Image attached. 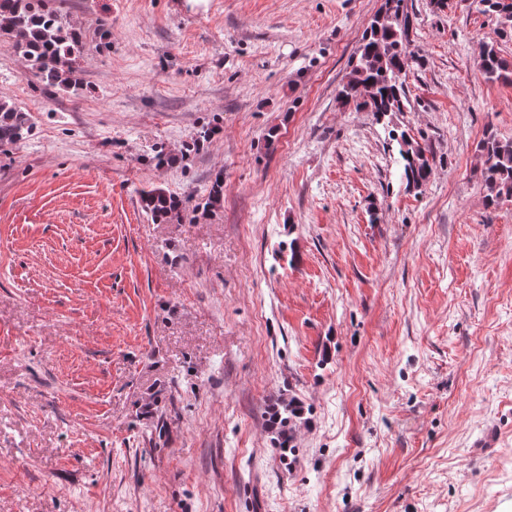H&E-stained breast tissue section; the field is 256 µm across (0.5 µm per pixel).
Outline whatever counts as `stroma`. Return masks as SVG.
Listing matches in <instances>:
<instances>
[{
  "mask_svg": "<svg viewBox=\"0 0 512 512\" xmlns=\"http://www.w3.org/2000/svg\"><path fill=\"white\" fill-rule=\"evenodd\" d=\"M382 4L68 0L77 96L0 46L33 122L0 148V512H512V199L485 206L476 151L512 139L476 49L512 39L406 0L425 64L379 119L336 94ZM393 127L432 147L422 187ZM219 169L212 215L139 205ZM140 203L142 210L156 223L181 219L183 203L163 188L143 189ZM303 407L296 401L283 402L280 408L271 415V425L277 435L276 440L280 448L290 447L292 441V424L302 418Z\"/></svg>",
  "mask_w": 512,
  "mask_h": 512,
  "instance_id": "stroma-1",
  "label": "stroma"
}]
</instances>
